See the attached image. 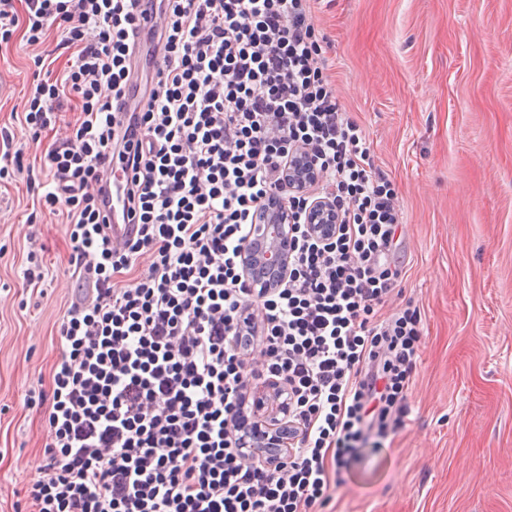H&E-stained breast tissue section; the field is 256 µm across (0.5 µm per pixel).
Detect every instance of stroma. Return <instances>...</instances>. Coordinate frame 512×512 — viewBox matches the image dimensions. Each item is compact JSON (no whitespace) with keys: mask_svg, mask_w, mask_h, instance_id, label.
Segmentation results:
<instances>
[{"mask_svg":"<svg viewBox=\"0 0 512 512\" xmlns=\"http://www.w3.org/2000/svg\"><path fill=\"white\" fill-rule=\"evenodd\" d=\"M327 73L399 187L396 258L419 306L403 429L363 449L331 512H512V0H320ZM31 48L0 46V126L23 104ZM0 183V512H23L76 286L61 217L30 223ZM47 269L26 285L28 251Z\"/></svg>","mask_w":512,"mask_h":512,"instance_id":"stroma-1","label":"stroma"}]
</instances>
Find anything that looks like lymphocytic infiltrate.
<instances>
[{"label":"lymphocytic infiltrate","instance_id":"obj_1","mask_svg":"<svg viewBox=\"0 0 512 512\" xmlns=\"http://www.w3.org/2000/svg\"><path fill=\"white\" fill-rule=\"evenodd\" d=\"M316 2L0 0V44L19 33L35 51L0 181L65 217L86 286L59 329L29 512H324L363 443L405 426L422 316L410 300L383 311L402 276L398 189L336 96ZM68 106L34 177L21 140ZM303 154L313 193L285 182ZM114 163L139 224L120 249L100 188ZM318 200L339 215L325 233L306 222ZM273 202L294 230L288 274L264 290L243 253ZM273 381L293 434L270 460L239 441Z\"/></svg>","mask_w":512,"mask_h":512}]
</instances>
